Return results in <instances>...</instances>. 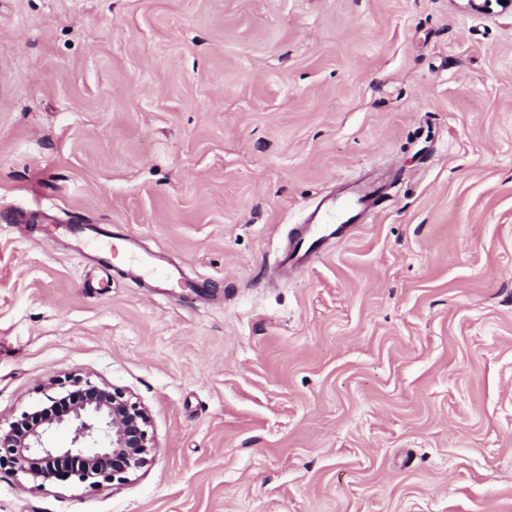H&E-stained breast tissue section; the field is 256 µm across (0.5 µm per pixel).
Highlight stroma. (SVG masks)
I'll list each match as a JSON object with an SVG mask.
<instances>
[{
	"label": "stroma",
	"instance_id": "35a3bbf8",
	"mask_svg": "<svg viewBox=\"0 0 512 512\" xmlns=\"http://www.w3.org/2000/svg\"><path fill=\"white\" fill-rule=\"evenodd\" d=\"M384 209L292 274L343 181ZM0 418L81 376L148 410L128 481L0 512H512V7L0 0ZM133 233L212 301L61 241Z\"/></svg>",
	"mask_w": 512,
	"mask_h": 512
}]
</instances>
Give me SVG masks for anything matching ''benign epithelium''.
<instances>
[{"label":"benign epithelium","instance_id":"7a95c632","mask_svg":"<svg viewBox=\"0 0 512 512\" xmlns=\"http://www.w3.org/2000/svg\"><path fill=\"white\" fill-rule=\"evenodd\" d=\"M70 386L77 394L60 411L0 422V470L37 487L53 480L100 486L150 465L156 445L149 413L139 402L121 388L79 376ZM58 426L70 431V446H45V435Z\"/></svg>","mask_w":512,"mask_h":512}]
</instances>
